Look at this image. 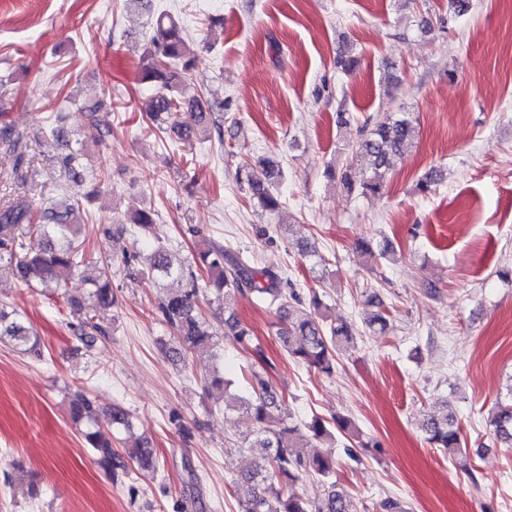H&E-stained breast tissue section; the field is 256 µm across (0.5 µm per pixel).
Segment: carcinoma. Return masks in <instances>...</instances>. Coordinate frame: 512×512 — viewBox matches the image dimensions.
<instances>
[{
    "label": "carcinoma",
    "instance_id": "cac0c4a2",
    "mask_svg": "<svg viewBox=\"0 0 512 512\" xmlns=\"http://www.w3.org/2000/svg\"><path fill=\"white\" fill-rule=\"evenodd\" d=\"M195 60L190 56L183 29L168 13L157 15L152 22V35L140 57L139 79L153 87L154 92L145 107L151 128L175 134L190 147L197 135L208 130L209 113L213 105L195 100L186 105L176 96L179 85L192 76ZM57 124L39 128L30 136L17 131L10 124L0 126V154L7 164L0 168V262L22 282H37L45 288L60 287L62 275L77 266L75 242L81 232L78 220L83 201H89L98 189L108 187L104 173L94 177L95 186L84 188L83 158L85 142H65L67 153L58 157L59 177L41 180V166L35 163L34 146L39 135H63ZM411 136L410 121L404 117H390L377 122L354 149V155L364 160L363 178L356 183L350 170L342 172V179L351 190L361 193H379L384 187L391 157L406 149ZM281 170L276 160L266 157L255 162H244L238 168V182L248 188L251 198L263 210L281 214L284 201L278 192ZM38 192V197L31 196ZM127 215L129 223L145 235L154 234L156 213L140 207L131 197ZM134 257H123L102 268L101 275L92 281L89 293L90 309L97 311L112 307V273L124 271L126 276L151 275L168 281L166 292L159 300L158 311L163 321L174 330L175 345L166 346L171 358L185 352L217 356L218 342L199 305V285L196 270L207 273L218 291L233 290L266 301L276 309L283 323L277 339L288 356L327 376L336 369V358L354 346L355 330L349 324H326L306 309L294 308L301 304L294 291L283 286V278L273 265L258 267L242 253L221 244L210 243L189 262L176 263L169 249L158 244L151 251L146 268L136 271ZM77 320L74 328L83 340L95 333L106 334V329L93 322V317L80 304L74 306ZM224 335L232 336L241 344L253 343L250 331L232 317L224 320ZM36 357L41 356L37 331L23 321L6 303H0V342ZM231 382L224 374L213 370L208 377V390L224 397ZM225 410L253 424L244 438L245 447L263 448L265 453L247 471L233 482L239 512H355L348 494L336 483L326 486L324 497L318 502L306 500L285 492L307 475L328 478L335 473L336 461L326 454L309 455L305 437L326 442L335 433H346L351 421L338 417L329 422L313 416L305 424L308 435L290 421L286 398L263 376L254 375L251 391L235 396L225 404ZM72 416L86 423L82 433L86 447L93 449L97 463L112 472L127 470L131 461L143 469L156 467V449L146 438L134 436L131 415L124 409L112 408L103 414L96 410L93 399L76 394L72 402ZM117 426L126 433L128 445L124 454L112 448L99 427L100 421ZM492 435L512 447V396L497 402L489 419ZM426 441L435 448L450 453L462 447L461 431L455 417L442 413L431 415L421 423Z\"/></svg>",
    "mask_w": 512,
    "mask_h": 512
}]
</instances>
